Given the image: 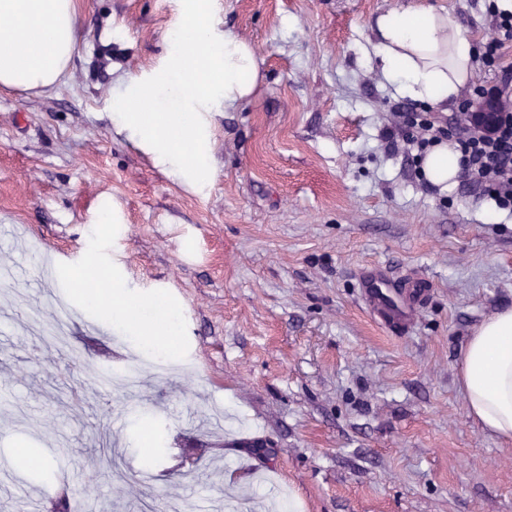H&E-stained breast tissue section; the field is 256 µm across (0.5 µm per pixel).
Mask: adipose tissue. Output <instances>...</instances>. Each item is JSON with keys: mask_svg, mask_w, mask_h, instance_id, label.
I'll list each match as a JSON object with an SVG mask.
<instances>
[{"mask_svg": "<svg viewBox=\"0 0 512 512\" xmlns=\"http://www.w3.org/2000/svg\"><path fill=\"white\" fill-rule=\"evenodd\" d=\"M77 13V0H0V90L55 85L76 50ZM374 30L375 54L398 94L441 107L458 95L477 50L448 10L393 9L376 18ZM259 74L253 45L211 22L209 0H175L160 64L116 89L113 118L158 166L190 184L210 167L200 113L247 101ZM80 294L138 337L166 348L159 334L174 330L173 311L142 317L139 302L100 277L85 280ZM458 383L482 431L512 443V307L472 331Z\"/></svg>", "mask_w": 512, "mask_h": 512, "instance_id": "1", "label": "adipose tissue"}]
</instances>
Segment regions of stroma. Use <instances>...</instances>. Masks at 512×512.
I'll return each mask as SVG.
<instances>
[{"label": "stroma", "mask_w": 512, "mask_h": 512, "mask_svg": "<svg viewBox=\"0 0 512 512\" xmlns=\"http://www.w3.org/2000/svg\"><path fill=\"white\" fill-rule=\"evenodd\" d=\"M494 0H212L263 77L207 113L211 168L189 188L112 119V90L159 64L174 0H79V45L57 87L0 91V512L31 484L42 512H512V444L468 414V336L512 306V215L479 188L432 185L402 137L375 19L445 8L476 43ZM117 212L119 223L104 222ZM58 263L48 286L36 277ZM135 298L175 310L177 369L84 304L88 258ZM379 266L430 292L409 329L366 310ZM77 316L70 346L37 329ZM132 369L104 389L96 370Z\"/></svg>", "instance_id": "obj_1"}]
</instances>
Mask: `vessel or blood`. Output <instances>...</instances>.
I'll return each mask as SVG.
<instances>
[{"instance_id":"1","label":"vessel or blood","mask_w":512,"mask_h":512,"mask_svg":"<svg viewBox=\"0 0 512 512\" xmlns=\"http://www.w3.org/2000/svg\"><path fill=\"white\" fill-rule=\"evenodd\" d=\"M361 296L369 311L386 326H405L414 321L428 294L425 281L400 282L382 269L373 268L360 279Z\"/></svg>"}]
</instances>
